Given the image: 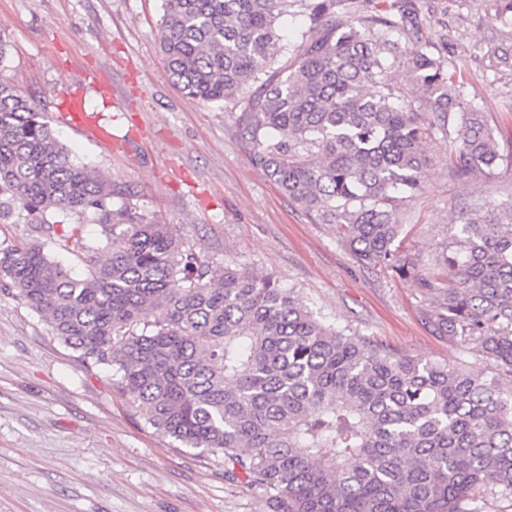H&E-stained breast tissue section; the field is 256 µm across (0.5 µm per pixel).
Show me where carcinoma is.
Segmentation results:
<instances>
[{"mask_svg": "<svg viewBox=\"0 0 512 512\" xmlns=\"http://www.w3.org/2000/svg\"><path fill=\"white\" fill-rule=\"evenodd\" d=\"M308 30L279 34L290 9ZM407 0H164L161 51L182 92L238 100L253 164L319 224L340 226L363 266L411 275L435 300L438 334L494 371L421 362L316 318L292 288L217 266L134 203L137 192L72 158L36 106L0 79V209L57 233L58 213L93 211L104 239L70 229L74 277L41 242L0 249V280L44 316L90 370L158 433L224 459L264 512H465L512 496V205L473 206L451 227L448 284L399 255V214L420 190L439 135L452 173L502 160L483 113L442 55L418 40ZM289 59L290 64L283 63Z\"/></svg>", "mask_w": 512, "mask_h": 512, "instance_id": "1", "label": "carcinoma"}]
</instances>
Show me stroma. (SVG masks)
Segmentation results:
<instances>
[{
	"mask_svg": "<svg viewBox=\"0 0 512 512\" xmlns=\"http://www.w3.org/2000/svg\"><path fill=\"white\" fill-rule=\"evenodd\" d=\"M420 36L448 38L466 100L503 156L466 181L446 142L406 207L402 250L437 271L452 224L472 204L512 205V0H415ZM162 0H0L10 50L0 74L43 112L73 157L138 193L146 213L221 265L269 274L326 322L422 361L490 368L472 346L436 334L414 277L361 266L332 224H319L255 167L240 106L185 97L159 48ZM107 134L60 123L69 94ZM44 241L84 264L18 211L0 218V249ZM0 512H262L253 489L224 479L222 458L161 436L121 401L108 369L86 370L46 320L0 285Z\"/></svg>",
	"mask_w": 512,
	"mask_h": 512,
	"instance_id": "obj_1",
	"label": "stroma"
}]
</instances>
